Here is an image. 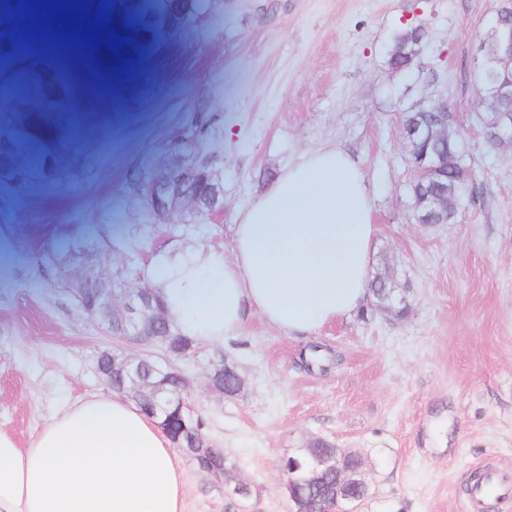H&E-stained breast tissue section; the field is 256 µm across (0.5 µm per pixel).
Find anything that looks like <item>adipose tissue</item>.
Here are the masks:
<instances>
[{
    "label": "adipose tissue",
    "mask_w": 512,
    "mask_h": 512,
    "mask_svg": "<svg viewBox=\"0 0 512 512\" xmlns=\"http://www.w3.org/2000/svg\"><path fill=\"white\" fill-rule=\"evenodd\" d=\"M372 211L349 154L309 151L241 212L232 257L160 258L154 292L198 347L222 346L250 309L284 334L315 335L368 300ZM185 485L156 424L116 397L61 407L23 448L0 430V512H185Z\"/></svg>",
    "instance_id": "ef3b65f1"
}]
</instances>
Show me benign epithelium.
<instances>
[{"instance_id":"benign-epithelium-1","label":"benign epithelium","mask_w":512,"mask_h":512,"mask_svg":"<svg viewBox=\"0 0 512 512\" xmlns=\"http://www.w3.org/2000/svg\"><path fill=\"white\" fill-rule=\"evenodd\" d=\"M494 26L487 31L479 43L481 64L479 74L484 83L491 85L499 97L512 98V0H503L497 11ZM415 113H428L424 121L404 120L403 143L411 159L412 186L432 183L448 165L440 153L418 152L423 144L432 141H448L456 133L455 119L448 104L437 100L423 101L413 107ZM487 140L497 149L512 150V112H498L490 122H484ZM184 186L167 192L165 198L156 200L159 189L154 183L146 186V196L152 199L151 210L165 217L177 210L195 208L198 205V189L219 196L221 189L206 164L182 158L173 166ZM455 189L450 187L440 194H427L413 203V208L424 224L430 223V215L457 208ZM373 282L389 288L387 301L375 305V310L388 313L395 309L405 311L408 307L404 291L394 283L388 272L377 274ZM87 288L97 290L88 316L108 325L116 339L134 344L159 343L168 346L164 328L169 319L164 309L156 306V298L149 287L129 288L110 276H89L80 281L78 292ZM102 379L133 401L171 440L174 448L207 467V472L218 479L224 478V465L213 444L194 438V419L185 392L187 379L172 367H163L146 357L103 352L97 363ZM345 450L315 455L302 464L288 459L286 488L291 512H359L363 499L357 492V484L367 483L366 478H352L344 469Z\"/></svg>"}]
</instances>
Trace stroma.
<instances>
[{
    "instance_id": "stroma-1",
    "label": "stroma",
    "mask_w": 512,
    "mask_h": 512,
    "mask_svg": "<svg viewBox=\"0 0 512 512\" xmlns=\"http://www.w3.org/2000/svg\"><path fill=\"white\" fill-rule=\"evenodd\" d=\"M501 0H159L166 64L122 83L135 117L89 116L95 133L60 151L29 101L0 109L48 154L30 173L0 163V429L27 444L63 405L108 392L101 352L118 349L70 283L105 273L149 285L159 255L204 245L233 252L241 211L304 153L340 147L373 196L370 270L394 269L406 314L365 309L293 337L249 314L219 348L168 357L211 442L250 484L242 502L187 456L185 512H289L284 458L314 438L361 453L362 512H482L472 473L512 476V153L490 148L475 48ZM425 33L409 68L389 62L394 34ZM447 101L472 179L452 223H416L404 113ZM201 158L224 209L156 219L139 192L172 159ZM56 256L43 273L42 253ZM244 385H208L221 362Z\"/></svg>"
}]
</instances>
